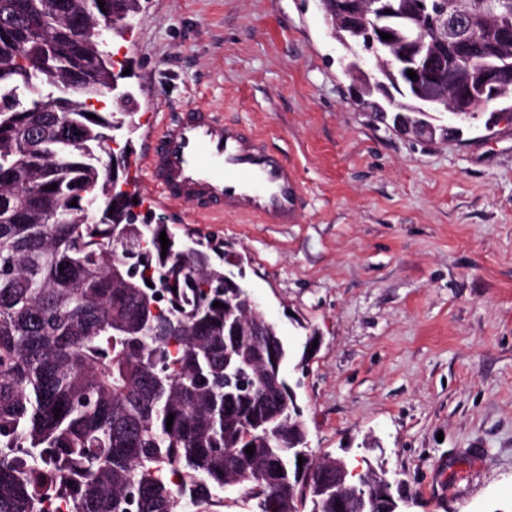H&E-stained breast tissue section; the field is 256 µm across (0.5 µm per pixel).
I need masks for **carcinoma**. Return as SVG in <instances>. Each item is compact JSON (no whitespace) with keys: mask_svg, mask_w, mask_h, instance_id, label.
<instances>
[{"mask_svg":"<svg viewBox=\"0 0 512 512\" xmlns=\"http://www.w3.org/2000/svg\"><path fill=\"white\" fill-rule=\"evenodd\" d=\"M137 2L0 0V22L21 20L0 26V58L21 45L32 62L0 68V512H44L50 501L65 512H221L232 481L255 512H289L288 429L303 427V412L257 364L271 345L288 358L280 329L251 309L259 334L226 339L247 290L224 295V265L201 240L178 246L169 235L163 256L167 225L148 232L110 211L113 168L96 152L114 113L92 119L87 101L113 76L100 25L123 33ZM451 3L478 26L512 24V0ZM403 6L371 4L378 17L417 24ZM481 39L473 66L512 69L511 43L490 26ZM443 57L451 89L466 64L452 43ZM390 87L394 110L450 111L449 95L415 104L403 73ZM491 104L512 119V79L479 108ZM375 497L376 512H397L394 493ZM294 512H336V493L314 477Z\"/></svg>","mask_w":512,"mask_h":512,"instance_id":"1","label":"carcinoma"}]
</instances>
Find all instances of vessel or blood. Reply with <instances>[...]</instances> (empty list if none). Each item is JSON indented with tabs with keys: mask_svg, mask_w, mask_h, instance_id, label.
Segmentation results:
<instances>
[{
	"mask_svg": "<svg viewBox=\"0 0 512 512\" xmlns=\"http://www.w3.org/2000/svg\"><path fill=\"white\" fill-rule=\"evenodd\" d=\"M144 168L164 201H193L203 217L224 212L296 224L305 206L296 167L271 152L253 125L200 107L163 124Z\"/></svg>",
	"mask_w": 512,
	"mask_h": 512,
	"instance_id": "vessel-or-blood-1",
	"label": "vessel or blood"
}]
</instances>
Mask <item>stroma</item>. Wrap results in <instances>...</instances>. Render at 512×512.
<instances>
[{
  "mask_svg": "<svg viewBox=\"0 0 512 512\" xmlns=\"http://www.w3.org/2000/svg\"><path fill=\"white\" fill-rule=\"evenodd\" d=\"M101 49L133 97L118 140L146 223L240 263L290 348L314 455L403 481V512H512V121L431 112L418 137L358 111L322 0H141ZM191 106L288 156L299 223L157 201L145 139Z\"/></svg>",
  "mask_w": 512,
  "mask_h": 512,
  "instance_id": "stroma-1",
  "label": "stroma"
}]
</instances>
